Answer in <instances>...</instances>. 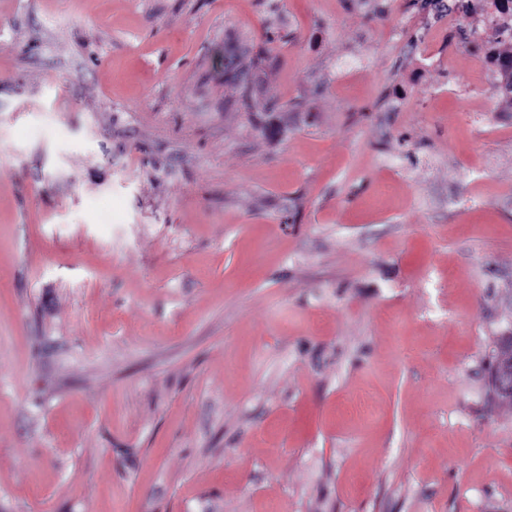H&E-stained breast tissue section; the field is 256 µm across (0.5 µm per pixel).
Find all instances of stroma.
Listing matches in <instances>:
<instances>
[{"label": "stroma", "mask_w": 512, "mask_h": 512, "mask_svg": "<svg viewBox=\"0 0 512 512\" xmlns=\"http://www.w3.org/2000/svg\"><path fill=\"white\" fill-rule=\"evenodd\" d=\"M511 331L430 0H0V512H512ZM494 352H495V349L493 350V364L492 366L494 367V360H495V365L496 366H499L501 368V372H500V375H502V379L501 381L503 382H498V385L500 387H506L507 390H510V386L511 384L509 383V379H510V371L512 372V368H510V366H512V345L509 343H499L497 346H496V359H495V356H494Z\"/></svg>", "instance_id": "obj_1"}]
</instances>
